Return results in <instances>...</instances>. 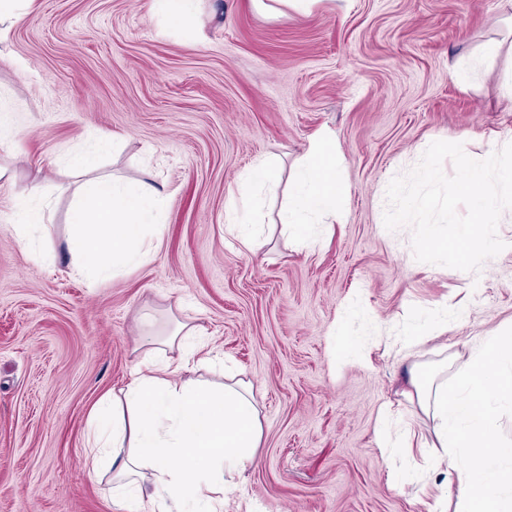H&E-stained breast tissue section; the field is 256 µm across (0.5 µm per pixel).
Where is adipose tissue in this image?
Wrapping results in <instances>:
<instances>
[{"label": "adipose tissue", "mask_w": 512, "mask_h": 512, "mask_svg": "<svg viewBox=\"0 0 512 512\" xmlns=\"http://www.w3.org/2000/svg\"><path fill=\"white\" fill-rule=\"evenodd\" d=\"M333 136L317 132L299 160L281 222L300 244L313 242L314 225L341 224L346 193L336 170ZM274 160H259L228 191V230L245 247L254 244L249 187L275 188ZM162 188L137 180L100 177L80 184L71 210L67 249L75 272L100 279L119 262L142 261L151 230L161 224ZM169 360L137 364L119 391L90 409L86 446L94 472L107 477L122 512H223L224 477L243 468L262 437L249 382L217 389L170 379ZM432 413L435 437L458 483L457 512H512V439L489 441L495 405L512 404V328L474 349L455 386L415 389Z\"/></svg>", "instance_id": "adipose-tissue-1"}]
</instances>
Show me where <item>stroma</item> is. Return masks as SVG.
Here are the masks:
<instances>
[{"label": "stroma", "instance_id": "obj_1", "mask_svg": "<svg viewBox=\"0 0 512 512\" xmlns=\"http://www.w3.org/2000/svg\"><path fill=\"white\" fill-rule=\"evenodd\" d=\"M504 51L468 85L448 68L484 43ZM512 25L500 0H317L269 18L252 0H203L186 29L152 0H36L0 45V132L19 152L0 179V512H121L85 465L91 404L125 387L143 316L188 320L249 381L263 425L224 512H454L455 477L433 448L379 447L382 410L432 436L411 398L412 363L455 382L472 345L512 326V252L479 271L415 260L387 230L384 187L438 138L472 159L512 129ZM334 134L345 223L297 248L263 196L248 250L225 229L229 187L257 158L282 181L310 137ZM118 136L98 173L164 185L162 234L140 263L92 282L67 250L70 160ZM45 216L41 255L16 241L20 202ZM465 304L418 348L448 298ZM349 348L334 361L330 327Z\"/></svg>", "mask_w": 512, "mask_h": 512}]
</instances>
